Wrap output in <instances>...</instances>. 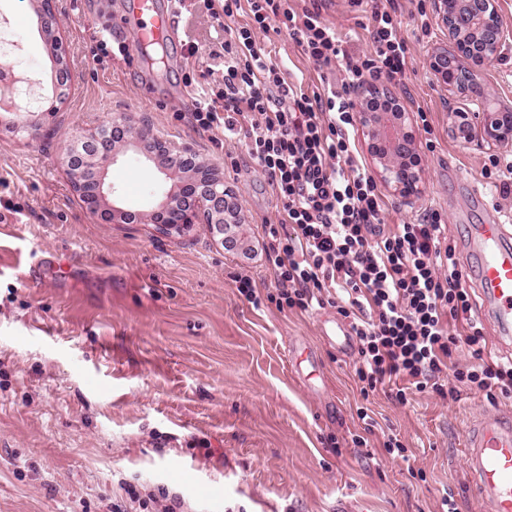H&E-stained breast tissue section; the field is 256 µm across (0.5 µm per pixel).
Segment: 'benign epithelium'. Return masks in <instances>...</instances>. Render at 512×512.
I'll list each match as a JSON object with an SVG mask.
<instances>
[{
    "mask_svg": "<svg viewBox=\"0 0 512 512\" xmlns=\"http://www.w3.org/2000/svg\"><path fill=\"white\" fill-rule=\"evenodd\" d=\"M433 9L448 31L452 50L435 52L430 70L436 80L453 96H471L469 87L475 69L488 66L501 57L505 47L512 44V30L502 23L498 0H432ZM58 62L55 101L61 103L69 82L67 53L63 41L55 39ZM360 102V123L368 139L369 151L379 163L380 177L391 187L401 202L412 203L420 194L422 171L415 159L417 130L411 113L392 102L384 84H373L364 89ZM373 99L388 102L384 112H373L367 104ZM456 128L463 137L474 141L473 129L479 128L481 141L488 144L512 142V112H461L452 109ZM0 125L12 133H28L35 127L21 107L0 115ZM150 120L146 116L134 121L121 115L109 125L85 133L79 142L70 144L63 153L71 187L86 202L89 210L100 214L106 223L126 221L129 212L112 206L101 209L105 192V163L112 156L109 133L114 128L124 132L128 145L136 148L146 133ZM158 151L170 158V164L180 165V158L195 161L192 176L179 191L168 193L149 214L152 224H160L170 233L181 235L192 229L195 221L190 209L181 207V199L195 197V203L205 207L206 223L218 233H228L236 224L238 209L227 207L232 193L224 187V178L217 170L196 159L187 146L156 141Z\"/></svg>",
    "mask_w": 512,
    "mask_h": 512,
    "instance_id": "1",
    "label": "benign epithelium"
}]
</instances>
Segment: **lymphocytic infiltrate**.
<instances>
[{"label":"lymphocytic infiltrate","mask_w":512,"mask_h":512,"mask_svg":"<svg viewBox=\"0 0 512 512\" xmlns=\"http://www.w3.org/2000/svg\"><path fill=\"white\" fill-rule=\"evenodd\" d=\"M325 0L303 10L288 0H224L225 17L248 8L251 22L227 28L224 87L189 114L201 132L245 130L246 148L276 196L278 221L263 227L265 259L276 274L279 308L307 312L340 291L338 312L358 344L362 394L405 376L417 391L444 394L442 375L459 345L472 359L452 370L460 388L512 398V361L485 362L482 327L441 214L387 228L384 203L355 158L351 93L366 80L407 78L409 48L393 0L363 7L373 54L357 55L326 23ZM287 33L317 71L321 88L286 81L256 39Z\"/></svg>","instance_id":"1"}]
</instances>
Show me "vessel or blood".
I'll return each instance as SVG.
<instances>
[{"mask_svg": "<svg viewBox=\"0 0 512 512\" xmlns=\"http://www.w3.org/2000/svg\"><path fill=\"white\" fill-rule=\"evenodd\" d=\"M145 15L143 38L163 39L173 22V7L156 8L154 0H133ZM468 245L486 305L491 306L502 338L512 337V235L503 224L490 221L470 225ZM302 381L320 371V360L309 346L290 349ZM464 466L472 496L484 512H512V421L494 411L476 415L467 426Z\"/></svg>", "mask_w": 512, "mask_h": 512, "instance_id": "1", "label": "vessel or blood"}]
</instances>
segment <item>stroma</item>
I'll return each mask as SVG.
<instances>
[{"instance_id": "obj_1", "label": "stroma", "mask_w": 512, "mask_h": 512, "mask_svg": "<svg viewBox=\"0 0 512 512\" xmlns=\"http://www.w3.org/2000/svg\"><path fill=\"white\" fill-rule=\"evenodd\" d=\"M409 47L405 86L391 93L426 112L418 131L422 193L412 206L383 190L387 224H415L431 210L448 225L464 267L466 227L496 217L512 234V196L490 178L489 155L512 161V143L481 148L452 132L448 90L432 75L448 35L430 0H395ZM42 0H0V35L15 45L34 136L0 133V512H112L120 482L141 494L165 489L182 512H483L466 493L465 425L473 414L512 411L485 392L414 393L399 404L378 391L362 398L355 354L323 339L335 307L279 310L266 299L274 273L263 226L276 198L250 159L243 134L201 135L187 114L224 85V19L204 0H183L161 63L123 55L138 38L132 0H54L72 87L61 112L54 42L42 33ZM428 31L419 28L421 12ZM324 17L357 51L371 41L364 13L328 0ZM286 80L320 81L287 34L258 36ZM199 46L187 56L186 44ZM491 108L512 104V50L477 72ZM129 114L149 116L148 140L190 145L218 169L241 207L230 236L196 224L189 234L156 225L108 224L70 186L62 153L82 131ZM106 181L124 207L144 215L175 191L178 172L123 144ZM249 276L261 305L239 293ZM314 347L322 390L298 380L291 341ZM368 407L373 426L358 417ZM364 435L365 445L352 438ZM397 436L404 453H387Z\"/></svg>"}]
</instances>
